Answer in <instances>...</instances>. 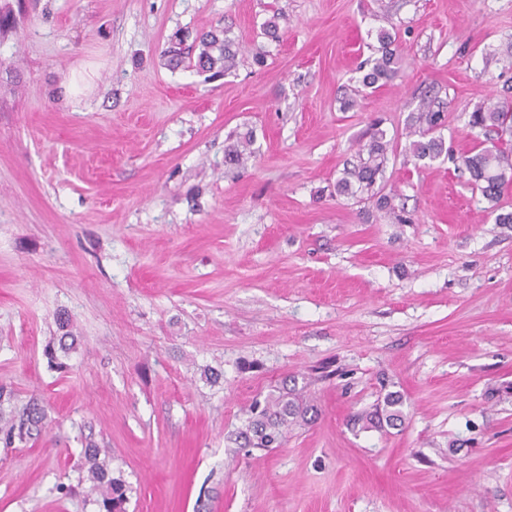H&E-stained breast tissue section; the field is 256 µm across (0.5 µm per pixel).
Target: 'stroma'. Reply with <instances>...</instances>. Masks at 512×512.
Instances as JSON below:
<instances>
[{"mask_svg": "<svg viewBox=\"0 0 512 512\" xmlns=\"http://www.w3.org/2000/svg\"><path fill=\"white\" fill-rule=\"evenodd\" d=\"M382 29L396 73L366 89ZM208 31L233 68L169 65ZM502 100L512 0H0V385L47 407L0 444V512H99L60 492L89 438L126 512H512V185L490 205L451 160ZM429 109L450 154L418 163ZM375 123L404 224L335 190ZM292 378L312 420L242 448ZM389 392L403 429L354 424Z\"/></svg>", "mask_w": 512, "mask_h": 512, "instance_id": "1", "label": "stroma"}]
</instances>
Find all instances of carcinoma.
I'll list each match as a JSON object with an SVG mask.
<instances>
[{"label":"carcinoma","mask_w":512,"mask_h":512,"mask_svg":"<svg viewBox=\"0 0 512 512\" xmlns=\"http://www.w3.org/2000/svg\"><path fill=\"white\" fill-rule=\"evenodd\" d=\"M377 40L380 56L373 59L372 66L362 78V85L365 87H373L394 75L396 52L391 49L394 38L389 31L383 29L377 34ZM201 46L195 63L197 69L207 71L219 67L226 70L234 64L237 50L234 49L232 40L207 33L201 37ZM444 123L445 115L438 111L417 112L411 117L410 128L417 136L410 144L415 159L435 160L448 154L445 140L440 134ZM469 126L512 135V103L498 101L477 108L470 113ZM251 143L250 134L240 137L236 144L227 149L226 162H240ZM387 150L384 131L374 127L369 140L359 146L356 163L344 168L342 176L336 181V193L351 198L365 195L369 199H375L377 209L395 212L393 197L383 193L382 188L377 186L385 171ZM459 160L470 171L482 197L493 205L497 204L505 187L512 182V151L494 144L483 147L476 153L462 155ZM4 397V387L0 386V441L10 444L16 438H37L47 418L42 402L32 397L21 408L5 414L1 408ZM402 406L401 396L388 393L381 404L364 416V419L373 427L384 424L391 428L398 427L404 421ZM311 411L313 406L307 403L304 390L283 383L278 393L269 395L264 407L249 422V432L244 434V445L252 448L281 445L283 429L297 422L307 421V415ZM78 469L87 472L92 490L102 496L104 512H123L122 506L126 501L125 484L122 480L109 476L94 443L89 441L85 445Z\"/></svg>","instance_id":"1"}]
</instances>
